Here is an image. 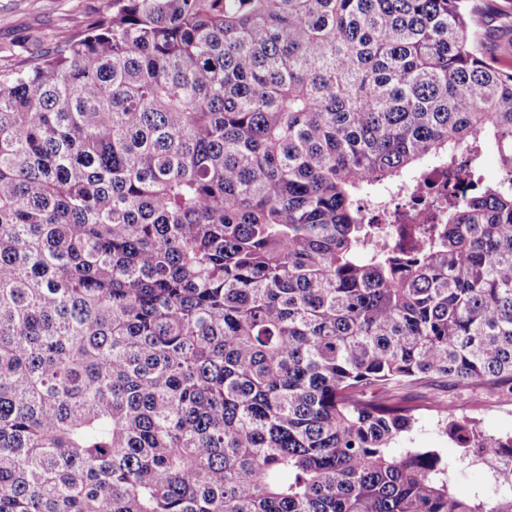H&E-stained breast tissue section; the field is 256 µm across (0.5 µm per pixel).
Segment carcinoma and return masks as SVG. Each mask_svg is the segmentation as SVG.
I'll return each mask as SVG.
<instances>
[{"label": "carcinoma", "instance_id": "obj_1", "mask_svg": "<svg viewBox=\"0 0 512 512\" xmlns=\"http://www.w3.org/2000/svg\"><path fill=\"white\" fill-rule=\"evenodd\" d=\"M495 0H110L0 75V512H512L396 445L422 377L512 392V180L380 187L487 139ZM423 179L425 188L422 192H416L413 181L409 179L392 190L391 194L401 201L409 199L425 201L441 193H448V166H438L430 169L423 175Z\"/></svg>", "mask_w": 512, "mask_h": 512}]
</instances>
